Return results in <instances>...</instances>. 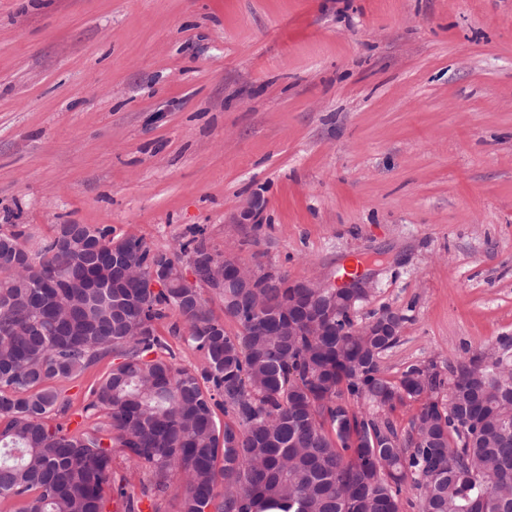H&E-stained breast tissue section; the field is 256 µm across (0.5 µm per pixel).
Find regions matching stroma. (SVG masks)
I'll return each mask as SVG.
<instances>
[{
	"mask_svg": "<svg viewBox=\"0 0 512 512\" xmlns=\"http://www.w3.org/2000/svg\"><path fill=\"white\" fill-rule=\"evenodd\" d=\"M57 224L360 257L357 320L406 317L386 376L447 369L512 336V0H0V229ZM112 363L56 382L70 428Z\"/></svg>",
	"mask_w": 512,
	"mask_h": 512,
	"instance_id": "35a3bbf8",
	"label": "stroma"
}]
</instances>
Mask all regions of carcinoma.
I'll return each mask as SVG.
<instances>
[{
	"label": "carcinoma",
	"mask_w": 512,
	"mask_h": 512,
	"mask_svg": "<svg viewBox=\"0 0 512 512\" xmlns=\"http://www.w3.org/2000/svg\"><path fill=\"white\" fill-rule=\"evenodd\" d=\"M21 237L0 230V499L20 512H104L108 489L135 512L119 459L157 510L178 477L177 512H403L409 488L418 512H512L507 338L393 380L381 360L402 328L375 335L385 309L360 323L326 300L290 304L286 288H214L227 331L182 282L181 259L212 249L201 228L169 254L89 224L55 225L32 257ZM172 315L202 370L178 366L158 334ZM108 355L119 362L84 406L100 421L72 431L49 383ZM412 403L401 433L392 415Z\"/></svg>",
	"instance_id": "1"
}]
</instances>
